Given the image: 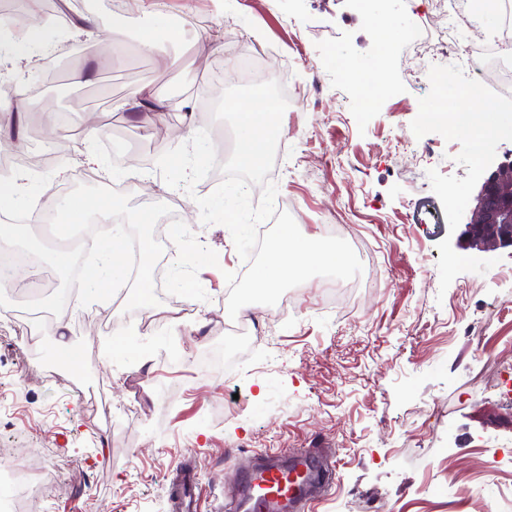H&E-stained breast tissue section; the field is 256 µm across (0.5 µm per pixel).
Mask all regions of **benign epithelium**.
Masks as SVG:
<instances>
[{
	"instance_id": "obj_1",
	"label": "benign epithelium",
	"mask_w": 512,
	"mask_h": 512,
	"mask_svg": "<svg viewBox=\"0 0 512 512\" xmlns=\"http://www.w3.org/2000/svg\"><path fill=\"white\" fill-rule=\"evenodd\" d=\"M468 245L482 251L512 246V162H502L485 177L470 221Z\"/></svg>"
}]
</instances>
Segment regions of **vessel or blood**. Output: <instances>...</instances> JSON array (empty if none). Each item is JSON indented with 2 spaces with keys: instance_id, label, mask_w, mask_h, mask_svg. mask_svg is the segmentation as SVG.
Segmentation results:
<instances>
[{
  "instance_id": "vessel-or-blood-1",
  "label": "vessel or blood",
  "mask_w": 512,
  "mask_h": 512,
  "mask_svg": "<svg viewBox=\"0 0 512 512\" xmlns=\"http://www.w3.org/2000/svg\"><path fill=\"white\" fill-rule=\"evenodd\" d=\"M316 458L306 450L271 457L241 476L240 493L225 505V512H310L315 498L327 496L335 474L316 472ZM202 488L194 474L182 477L175 494L176 512H199Z\"/></svg>"
}]
</instances>
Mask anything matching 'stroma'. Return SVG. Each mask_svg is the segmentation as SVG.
<instances>
[{
	"instance_id": "1",
	"label": "stroma",
	"mask_w": 512,
	"mask_h": 512,
	"mask_svg": "<svg viewBox=\"0 0 512 512\" xmlns=\"http://www.w3.org/2000/svg\"><path fill=\"white\" fill-rule=\"evenodd\" d=\"M86 2L93 34L62 32L60 80L32 96L12 147L37 157L67 143L69 176L49 182L54 196L78 185L86 154L111 155L122 177L94 185L135 206L183 205L180 220H160L166 277L187 254L201 261L193 287H156L148 308L83 307L69 294L78 368L56 359L55 316L0 296V473L42 483L35 512H173L169 491L192 467L203 512H224L241 471L307 449L336 472L318 512H498L512 493V464L491 460L493 449H512V402L496 388L512 369V248L458 240L482 170L505 161L512 136L456 138L474 110L457 64L413 70L402 36L380 50L358 0H131L117 12ZM150 32L164 54L141 51ZM112 45L121 62L76 83L74 71ZM244 49L296 90L269 175L276 209L308 238L339 228L371 281L329 309L337 280L312 278L286 320L253 305L248 341L224 330V274L243 262L230 231L202 223L196 203L222 174L186 192L156 168L165 151L217 129L208 72ZM335 49L357 64L385 56L390 67L354 81L327 63ZM142 86L161 110L124 108ZM48 112L59 122L46 123ZM89 122L106 139L86 138ZM398 141L407 150L391 155ZM174 313L185 327L170 326ZM146 314L153 325L138 331ZM236 392L242 408L225 415Z\"/></svg>"
}]
</instances>
